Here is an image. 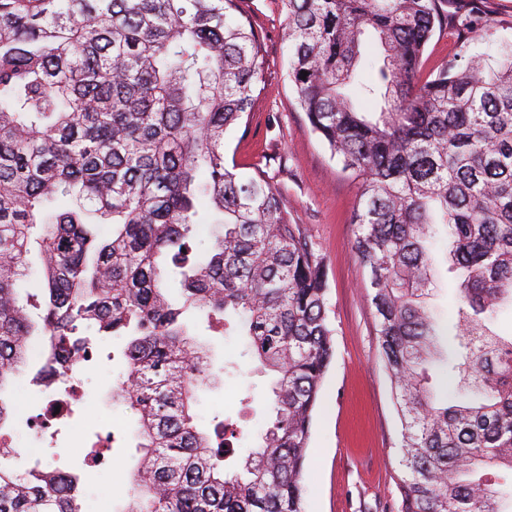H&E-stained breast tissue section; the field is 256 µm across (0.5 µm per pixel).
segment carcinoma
I'll return each instance as SVG.
<instances>
[{
  "instance_id": "1",
  "label": "carcinoma",
  "mask_w": 512,
  "mask_h": 512,
  "mask_svg": "<svg viewBox=\"0 0 512 512\" xmlns=\"http://www.w3.org/2000/svg\"><path fill=\"white\" fill-rule=\"evenodd\" d=\"M280 3L295 109L358 188L354 249L400 422L401 512H505L489 471H512V334L494 328L512 300V45L469 53L470 32L489 27L482 0ZM450 20L459 51L425 75ZM264 46L247 0H0V392L35 336L54 357L90 330L124 339L111 400L136 419L140 460L121 512H305L334 354L326 272L271 160L247 176L224 161L226 133L265 91ZM201 198L216 217L204 255ZM439 224L465 273L442 405L426 376ZM34 246L41 295L23 297ZM192 310L242 329L276 375L262 445L239 470L226 460L241 428L196 423V392L218 376ZM11 453L0 512H79L78 475L31 480Z\"/></svg>"
}]
</instances>
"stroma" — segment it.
Listing matches in <instances>:
<instances>
[{
	"mask_svg": "<svg viewBox=\"0 0 512 512\" xmlns=\"http://www.w3.org/2000/svg\"><path fill=\"white\" fill-rule=\"evenodd\" d=\"M253 3L266 34V90L250 114L248 132L226 135L224 159L248 175L261 157L280 158L277 180L288 210L296 223L305 226L325 265L328 314L334 329V357L320 390L303 474L305 512H398L399 419L374 334L368 273L353 247L357 186L294 109L279 0ZM489 10L495 27L474 40L472 53L493 55L502 45L512 43V0H490ZM448 245L445 230H438L432 246L434 277L428 298L438 330V355L428 373L432 386L441 392L448 383L443 357L454 341L457 311L458 278L448 270ZM193 323L199 341L212 346L215 366L234 365L219 383L199 390L198 422L209 430L217 417L237 421L244 435L234 446L238 456H246L260 443L270 408L271 378L256 371L245 336L212 331L202 315ZM124 371L120 341L99 342L93 364L67 398L66 423L47 429L32 425L45 406L44 394L31 383L32 369L17 376L5 393L7 400L21 403L20 412L8 426L7 443L15 448L41 449L44 464L80 474L86 492L82 512H117L139 462L136 423L109 398ZM94 410L111 416L112 422L87 432L89 442L101 440L109 447L107 463L91 467L73 429Z\"/></svg>",
	"mask_w": 512,
	"mask_h": 512,
	"instance_id": "1",
	"label": "stroma"
}]
</instances>
